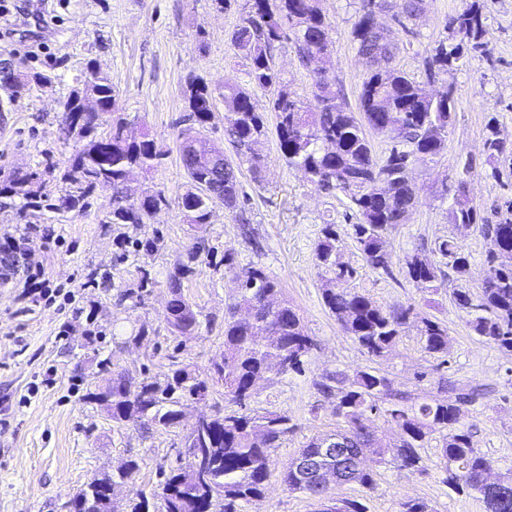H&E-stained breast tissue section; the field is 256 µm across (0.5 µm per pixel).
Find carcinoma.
<instances>
[{
    "mask_svg": "<svg viewBox=\"0 0 512 512\" xmlns=\"http://www.w3.org/2000/svg\"><path fill=\"white\" fill-rule=\"evenodd\" d=\"M249 11L235 25L229 38L235 53L245 60L249 81L272 90L269 111L274 113V129L257 102L237 79L227 77L224 86L211 87L202 77L191 79L185 90L187 120L197 129L191 143L181 141L179 155L188 177V190L178 206L188 224L210 223L214 204L233 210L238 205L242 167L254 179L262 178L270 136L288 166L304 172L308 180L326 193L342 192L355 212L353 238L366 263L388 272L389 237L405 223L416 205V189L408 174L415 164L434 161L446 146L453 125L455 98L448 89L446 101H431L423 88L405 72L391 66L399 47L385 39L368 20L374 9L391 7V0H359L358 17L351 36L357 53L370 66L359 94V112H354L330 77L331 24L320 8V0H249ZM451 37L439 42L425 59L428 78L448 72L466 50H484L486 17L479 0H471L447 24ZM291 43L302 64L315 79L312 98L303 99L288 88L276 69L273 51L283 41ZM0 81L21 91L31 84L52 86V78L41 73L21 75L1 71ZM224 106V141L235 159H216L203 131L214 119L217 102ZM116 109L114 87L100 71L94 81L74 91L64 104L68 130L83 142L68 159L64 180L69 189L64 202L69 209L83 210L90 194L98 189L112 190L113 224H144L167 198L160 191H146L138 199L129 198L124 186L135 170L147 172L158 164L148 135H129L123 118L99 133L102 115ZM392 135L393 143L384 158L372 150L366 130ZM497 120L486 124L484 148L486 162L494 164L503 155ZM34 185L32 177L16 178L0 187V198L18 196L24 207L45 205L54 208L50 196ZM477 206L466 195L463 178L456 180L450 223L476 228L488 241V268L482 293L473 302L466 282L470 274L469 254L461 238L452 233L438 242L436 251L446 259L457 282L453 290L455 305L472 315L471 330L486 342L512 351V262L496 261L499 254L512 255V210L497 224L477 222ZM334 225L328 224L316 247L317 265L326 277L322 298L344 333L371 358L382 359L395 347L404 326L416 323L424 349L431 354L448 353V327L437 319L414 313L412 306L386 309L369 297L338 284L352 277L354 270L340 262ZM205 249V239L195 238L187 259L178 263L170 277L171 299L167 323L172 333L190 336L199 329V312L182 292V282L194 273L193 264ZM406 275L421 286L439 288L445 280L440 265L428 257L413 254L406 258ZM243 286L224 315V364L207 368L205 377L180 367L159 383L137 380L123 372L112 375L108 386L86 395L120 422L132 416L145 425H176L187 399L205 396L209 382H220L224 393L239 409L210 417L192 428L189 439L197 449V459L184 467L161 471L163 512H236L238 502L261 494L267 480L271 449L291 430L290 418L276 413L252 414L245 409L251 398L254 377L274 371H298L302 358L315 346L298 313L282 298L277 280L254 266L241 269ZM319 391L336 399V413L347 423L346 447L328 463L340 483H355L371 490L375 473L365 465L394 464L402 470H416L421 464L418 448L436 431L444 433L442 458L446 482L454 489L479 494L487 512H512V476H503L497 488L482 484L481 477L491 463L474 448L468 432L460 429L462 409L479 396V390L447 388L443 394L415 400L394 388L393 382L376 371L360 370L353 378L332 376L316 383ZM381 413L399 430L395 449L370 431L362 420L366 413ZM138 470L134 460L109 475L95 477L77 494L90 497L91 490L112 483L124 484ZM282 482L291 491L317 502L318 512H365L363 504L330 501L316 484L302 486L289 471Z\"/></svg>",
    "mask_w": 512,
    "mask_h": 512,
    "instance_id": "1",
    "label": "carcinoma"
}]
</instances>
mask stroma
<instances>
[{"label":"stroma","mask_w":512,"mask_h":512,"mask_svg":"<svg viewBox=\"0 0 512 512\" xmlns=\"http://www.w3.org/2000/svg\"><path fill=\"white\" fill-rule=\"evenodd\" d=\"M0 57L15 69L53 77L50 88L30 87L0 109V184L21 172L44 174L47 189L62 198L66 160L78 142L62 121L63 104L78 88L87 63H95L116 91V114L133 129L146 131L161 154L151 172L133 174L129 187L163 191L168 207L149 223H111L112 193L99 189L83 212L0 207V233L37 225L27 244L28 258L11 282L0 283V512H67L73 496L91 478L112 472L127 460L138 471L132 484L116 488L120 512L144 491L149 512H160L154 498L160 471L185 464L186 439L196 418L233 409L222 385H211L205 399L188 401L180 424L144 426L113 421L107 410L86 402L87 392L103 386L111 370L164 381L173 364L205 369L224 352V311L236 294V276L256 266L279 281L284 298L297 309L315 346L300 371L266 374L248 404L250 412L285 414L294 426L271 452L270 477L261 498L238 505V512H314L304 494L288 490L281 473L314 436L341 430L345 421L334 400L315 387L328 376H353L373 369L395 389L431 395L440 386L478 387L482 396L463 408L461 426L475 448L499 473H512V352L483 341L471 331L466 311L452 300L453 280L438 292L417 287L404 272L407 256L419 253L439 261L437 241L452 226V198H441L443 182L465 177L469 195L485 224L512 202V179H496L483 152L485 124L496 118L502 138L512 142V0H483L487 18L486 52L466 51L458 67L428 82L424 58L446 39L449 18L465 0H427L419 19L402 22L400 8L378 21L400 46L396 66L434 94L455 90L453 127L435 163L414 167L417 204L392 234V266L370 268L351 237L355 216L341 193L319 191L304 174L288 167L275 144H267L261 180L240 175L242 193L234 210L215 204L203 235L232 264L202 262L184 282V294L201 313L193 336L168 329V280L177 259L185 258L195 231L177 202L188 187L179 159L183 91L190 78L211 86L225 77L246 81L245 62L229 45L247 0L228 9L212 0H0ZM332 26L333 74L349 104H356L367 66L351 41L357 0H320ZM335 224L340 259L354 268L349 290L376 304L412 306L448 326L447 356L428 353L415 325L406 326L386 358L373 360L344 334L322 299L324 274L315 248L326 224ZM155 241L153 251H136L134 241ZM45 271L53 302L22 298L29 266ZM75 298L85 309L74 315ZM140 343H131L133 335ZM110 370V371H111ZM441 433H433L419 454L422 468L409 473L377 467L376 487L336 486L337 500L361 502L366 512H401L403 502L419 499L429 512H486L482 499L448 486L442 470Z\"/></svg>","instance_id":"stroma-1"}]
</instances>
